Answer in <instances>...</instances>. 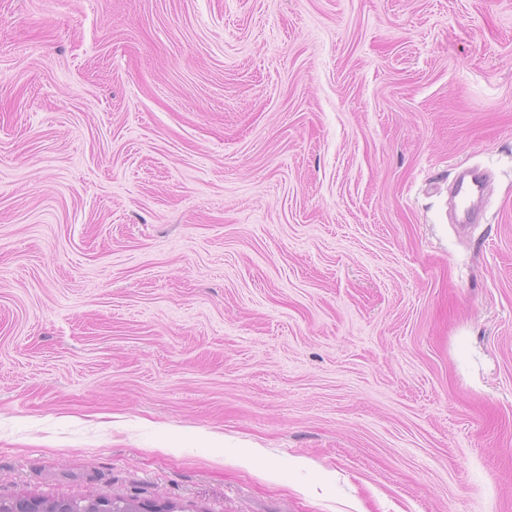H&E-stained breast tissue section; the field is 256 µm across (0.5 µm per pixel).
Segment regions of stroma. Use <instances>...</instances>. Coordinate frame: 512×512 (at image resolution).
I'll return each mask as SVG.
<instances>
[{
    "instance_id": "35a3bbf8",
    "label": "stroma",
    "mask_w": 512,
    "mask_h": 512,
    "mask_svg": "<svg viewBox=\"0 0 512 512\" xmlns=\"http://www.w3.org/2000/svg\"><path fill=\"white\" fill-rule=\"evenodd\" d=\"M21 495L512 512V0H0Z\"/></svg>"
}]
</instances>
